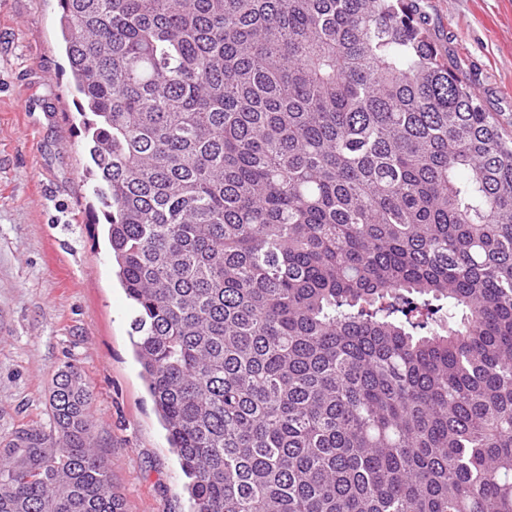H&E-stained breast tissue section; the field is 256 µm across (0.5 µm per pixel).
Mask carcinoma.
I'll return each instance as SVG.
<instances>
[{
	"label": "carcinoma",
	"instance_id": "carcinoma-1",
	"mask_svg": "<svg viewBox=\"0 0 512 512\" xmlns=\"http://www.w3.org/2000/svg\"><path fill=\"white\" fill-rule=\"evenodd\" d=\"M192 512H512V135L410 0H58ZM0 512H123L72 366Z\"/></svg>",
	"mask_w": 512,
	"mask_h": 512
}]
</instances>
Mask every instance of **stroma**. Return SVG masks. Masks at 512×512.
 Listing matches in <instances>:
<instances>
[{
  "mask_svg": "<svg viewBox=\"0 0 512 512\" xmlns=\"http://www.w3.org/2000/svg\"><path fill=\"white\" fill-rule=\"evenodd\" d=\"M445 61L460 64L512 134V0H416ZM58 0H0V448L48 425L55 373L91 393L95 446L124 512H192L176 453L130 339L136 311L91 223L94 164Z\"/></svg>",
  "mask_w": 512,
  "mask_h": 512,
  "instance_id": "35a3bbf8",
  "label": "stroma"
}]
</instances>
